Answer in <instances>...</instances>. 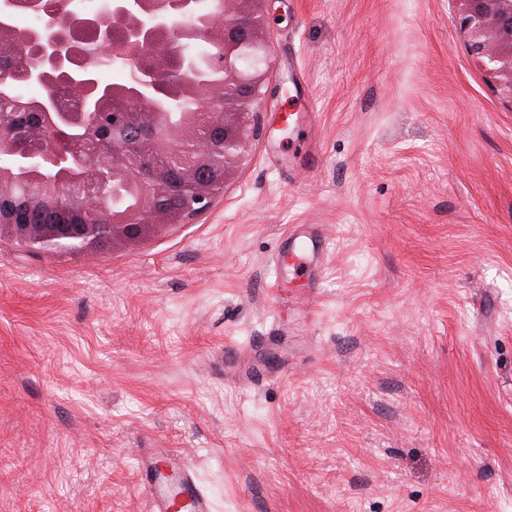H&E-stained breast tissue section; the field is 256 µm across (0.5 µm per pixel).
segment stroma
<instances>
[{
    "instance_id": "1",
    "label": "stroma",
    "mask_w": 512,
    "mask_h": 512,
    "mask_svg": "<svg viewBox=\"0 0 512 512\" xmlns=\"http://www.w3.org/2000/svg\"><path fill=\"white\" fill-rule=\"evenodd\" d=\"M268 26L279 97L194 223L0 241V512H148L149 448L212 512H512V95L458 0ZM293 224L329 236L313 313L269 288Z\"/></svg>"
}]
</instances>
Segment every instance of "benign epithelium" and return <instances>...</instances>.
<instances>
[{
	"label": "benign epithelium",
	"instance_id": "obj_1",
	"mask_svg": "<svg viewBox=\"0 0 512 512\" xmlns=\"http://www.w3.org/2000/svg\"><path fill=\"white\" fill-rule=\"evenodd\" d=\"M268 0H220V12L203 29L193 20L195 12L169 11V0H106L96 18L46 10L42 0L30 6L43 15L42 25L29 33H14L8 49L23 52L34 46L25 79L44 87L45 95L26 101L39 118L36 133L43 148L31 153L37 166L49 171L63 165L90 168L96 153L75 148L65 131L79 126L90 134L97 132L99 118L85 110L65 108L57 96L58 79L73 73H90L106 58L126 70L131 89L126 91L132 109L125 113L126 127L121 141L112 147V178L136 186L143 201L161 191L152 170L139 164L141 146L146 144L160 157H173L182 149L190 152L184 175L192 181L193 195L177 214L130 207L109 210L102 202L92 207L90 220L72 233V242L57 241L56 229L46 224L0 223V239H9L45 255L60 251H84L101 243L102 231L110 242L134 247L143 238L156 235L173 224H187L207 210L214 200L197 175L219 164L224 181L236 173L248 151L257 114L270 108L279 88L267 83L269 37ZM461 26L471 42L478 65L497 85L512 95V0H459ZM207 44L219 48L208 56L212 68L221 72L218 83L199 84L197 50ZM262 52V64L241 69L237 53L243 48ZM190 101L194 109L181 108ZM180 119L170 120V113ZM224 129V150L216 156L206 141L192 137L201 124ZM16 149L14 131L0 120V156ZM40 191L65 193L74 208L87 204L89 187L85 182L40 185Z\"/></svg>",
	"mask_w": 512,
	"mask_h": 512
}]
</instances>
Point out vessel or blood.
<instances>
[{
    "mask_svg": "<svg viewBox=\"0 0 512 512\" xmlns=\"http://www.w3.org/2000/svg\"><path fill=\"white\" fill-rule=\"evenodd\" d=\"M328 238L310 227H293L273 260L276 291L292 280H314L326 259ZM141 473L150 497V512H211V501L194 470L174 451L161 449L142 460Z\"/></svg>",
    "mask_w": 512,
    "mask_h": 512,
    "instance_id": "vessel-or-blood-1",
    "label": "vessel or blood"
}]
</instances>
